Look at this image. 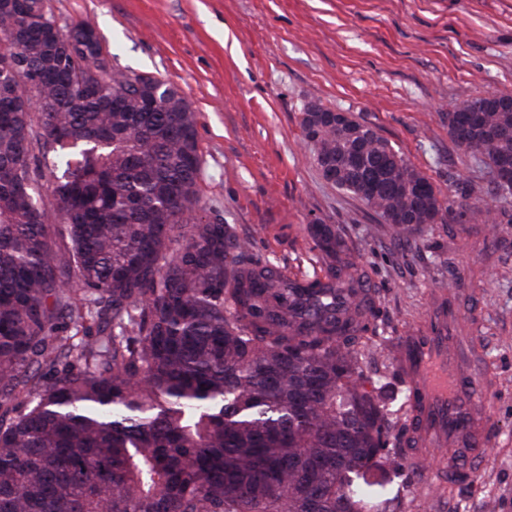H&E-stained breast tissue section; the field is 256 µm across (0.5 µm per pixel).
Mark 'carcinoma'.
<instances>
[{"label":"carcinoma","instance_id":"obj_1","mask_svg":"<svg viewBox=\"0 0 512 512\" xmlns=\"http://www.w3.org/2000/svg\"><path fill=\"white\" fill-rule=\"evenodd\" d=\"M20 2L0 0V512H395L371 504L385 483L367 474L389 463L388 405L409 410L410 392L360 370L372 313L336 229L309 225L319 274L254 258L200 215L179 89L107 58L92 70L98 40L83 50L46 0H27L41 25ZM300 126L323 180L399 236L452 213L373 127L317 98ZM448 135L512 195L495 179L512 175V95L456 102ZM500 215L477 198L457 217Z\"/></svg>","mask_w":512,"mask_h":512}]
</instances>
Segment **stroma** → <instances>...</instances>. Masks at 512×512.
<instances>
[{
  "instance_id": "stroma-1",
  "label": "stroma",
  "mask_w": 512,
  "mask_h": 512,
  "mask_svg": "<svg viewBox=\"0 0 512 512\" xmlns=\"http://www.w3.org/2000/svg\"><path fill=\"white\" fill-rule=\"evenodd\" d=\"M95 25L114 65L175 84L197 114L199 195L284 275L320 269L307 228L330 224L373 299L366 375L392 385L397 342L435 292L453 299L497 393L470 483L399 461L402 512H512V223L447 220L409 238L320 176L300 127L311 99L372 126L458 202L486 182L448 135L456 101L512 95V0H47Z\"/></svg>"
}]
</instances>
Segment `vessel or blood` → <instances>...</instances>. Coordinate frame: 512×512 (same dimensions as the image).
Wrapping results in <instances>:
<instances>
[{
    "label": "vessel or blood",
    "mask_w": 512,
    "mask_h": 512,
    "mask_svg": "<svg viewBox=\"0 0 512 512\" xmlns=\"http://www.w3.org/2000/svg\"><path fill=\"white\" fill-rule=\"evenodd\" d=\"M395 364L412 397L404 457L420 463L435 448H447V457L433 467L438 482L451 489L471 482L487 457L494 393L481 355L441 308L402 339Z\"/></svg>",
    "instance_id": "vessel-or-blood-1"
}]
</instances>
